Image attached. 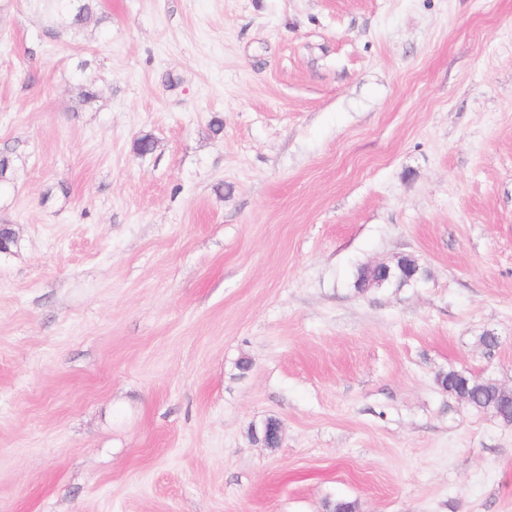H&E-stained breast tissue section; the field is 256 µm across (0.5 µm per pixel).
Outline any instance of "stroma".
Segmentation results:
<instances>
[{"mask_svg":"<svg viewBox=\"0 0 512 512\" xmlns=\"http://www.w3.org/2000/svg\"><path fill=\"white\" fill-rule=\"evenodd\" d=\"M76 3L0 0V512H512V0ZM397 270H400L397 271ZM370 276L367 288H382L384 286H392L393 281L399 279L403 272H401L400 264L398 263L395 267L380 263L373 267L367 268ZM471 379L472 398L475 409L485 411L492 409L502 412L506 419L510 416L512 422V400L502 398L499 388L490 380L483 379L476 375H467Z\"/></svg>","mask_w":512,"mask_h":512,"instance_id":"obj_1","label":"stroma"}]
</instances>
